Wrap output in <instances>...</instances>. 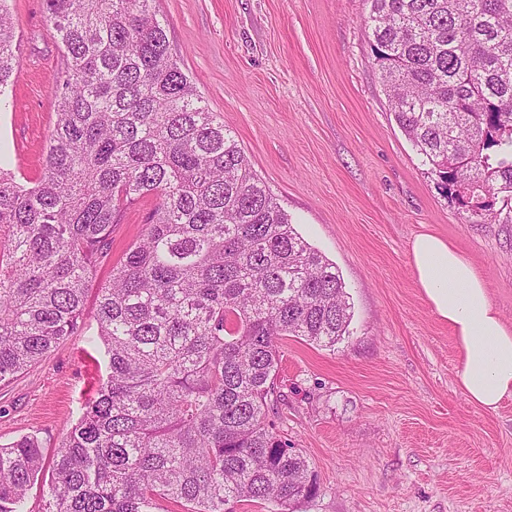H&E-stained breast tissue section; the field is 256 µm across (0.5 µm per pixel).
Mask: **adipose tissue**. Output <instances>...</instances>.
<instances>
[{"instance_id":"ef3b65f1","label":"adipose tissue","mask_w":512,"mask_h":512,"mask_svg":"<svg viewBox=\"0 0 512 512\" xmlns=\"http://www.w3.org/2000/svg\"><path fill=\"white\" fill-rule=\"evenodd\" d=\"M410 254L419 288L452 331L461 360L458 386L469 403L497 410L512 397V326L492 303L474 265L448 240L418 235Z\"/></svg>"}]
</instances>
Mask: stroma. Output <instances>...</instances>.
<instances>
[{"label": "stroma", "mask_w": 512, "mask_h": 512, "mask_svg": "<svg viewBox=\"0 0 512 512\" xmlns=\"http://www.w3.org/2000/svg\"><path fill=\"white\" fill-rule=\"evenodd\" d=\"M170 45L299 234L343 279L351 334L279 343L272 419L318 475L298 512H512V398L494 411L456 384L460 355L418 287L412 239L476 267L512 325V224L466 221L395 123L363 20L368 0H155ZM18 64L0 105V164L36 181L66 68L45 0H12ZM154 198L112 229L111 263ZM88 294L82 334L0 385V444L52 457L105 376Z\"/></svg>", "instance_id": "obj_1"}]
</instances>
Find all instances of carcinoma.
<instances>
[{
  "label": "carcinoma",
  "mask_w": 512,
  "mask_h": 512,
  "mask_svg": "<svg viewBox=\"0 0 512 512\" xmlns=\"http://www.w3.org/2000/svg\"><path fill=\"white\" fill-rule=\"evenodd\" d=\"M0 0V96L17 43ZM153 0H46L67 58L41 176L0 167V383L94 318L106 377L56 447L46 512H296L317 474L270 412L278 340L333 347L345 284L251 170L171 52ZM365 34L399 128L458 208L512 223V0H368ZM112 266V225L145 196ZM42 444H0V512H25ZM155 199L145 198L141 204L128 209L121 221L112 227V252L110 261L99 270V278H105L111 269V265L119 262L128 248L139 240L143 230V220L147 212L152 209Z\"/></svg>",
  "instance_id": "1"
}]
</instances>
